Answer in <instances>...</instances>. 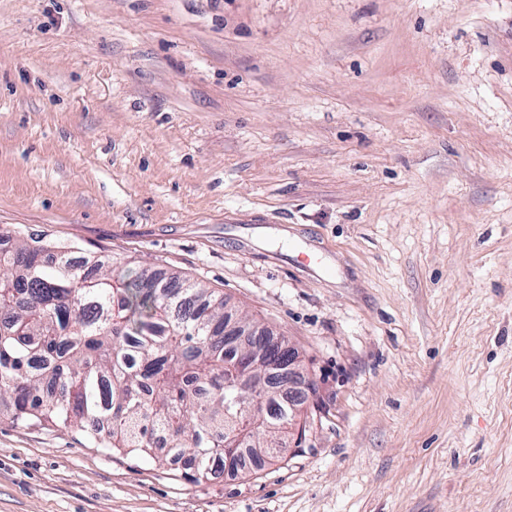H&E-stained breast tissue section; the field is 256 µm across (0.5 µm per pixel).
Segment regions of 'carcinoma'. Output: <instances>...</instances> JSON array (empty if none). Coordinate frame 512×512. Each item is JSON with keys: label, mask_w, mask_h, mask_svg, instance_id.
I'll list each match as a JSON object with an SVG mask.
<instances>
[{"label": "carcinoma", "mask_w": 512, "mask_h": 512, "mask_svg": "<svg viewBox=\"0 0 512 512\" xmlns=\"http://www.w3.org/2000/svg\"><path fill=\"white\" fill-rule=\"evenodd\" d=\"M71 247L30 235L0 251V401L16 422L74 428L102 448L199 482L224 470V442L247 431L262 459L288 438V342L263 360L224 336V299L177 274L85 270ZM266 395L249 410L251 388Z\"/></svg>", "instance_id": "carcinoma-1"}]
</instances>
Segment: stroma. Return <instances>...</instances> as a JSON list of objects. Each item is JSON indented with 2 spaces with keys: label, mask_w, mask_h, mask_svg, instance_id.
<instances>
[{
  "label": "stroma",
  "mask_w": 512,
  "mask_h": 512,
  "mask_svg": "<svg viewBox=\"0 0 512 512\" xmlns=\"http://www.w3.org/2000/svg\"><path fill=\"white\" fill-rule=\"evenodd\" d=\"M0 229L215 289L316 388L198 483L0 406V512H512V0H0Z\"/></svg>",
  "instance_id": "35a3bbf8"
}]
</instances>
